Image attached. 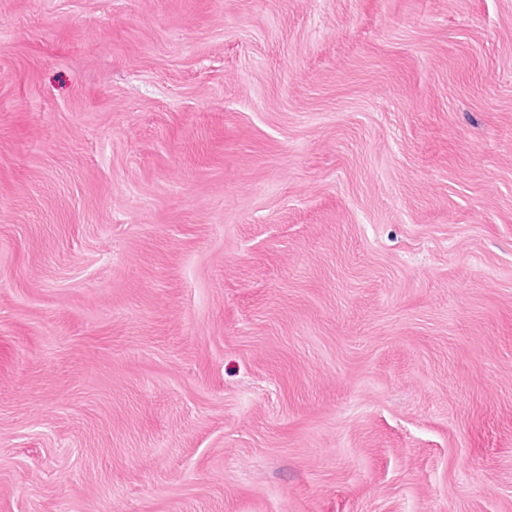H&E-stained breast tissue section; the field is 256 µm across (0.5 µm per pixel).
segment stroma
Instances as JSON below:
<instances>
[{
  "label": "stroma",
  "instance_id": "1",
  "mask_svg": "<svg viewBox=\"0 0 512 512\" xmlns=\"http://www.w3.org/2000/svg\"><path fill=\"white\" fill-rule=\"evenodd\" d=\"M0 512H512V0H0Z\"/></svg>",
  "mask_w": 512,
  "mask_h": 512
}]
</instances>
